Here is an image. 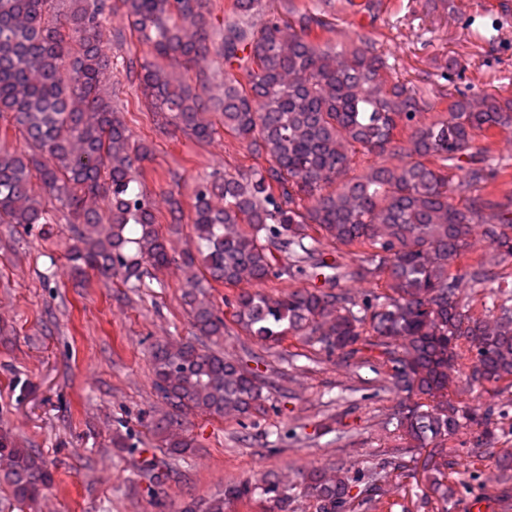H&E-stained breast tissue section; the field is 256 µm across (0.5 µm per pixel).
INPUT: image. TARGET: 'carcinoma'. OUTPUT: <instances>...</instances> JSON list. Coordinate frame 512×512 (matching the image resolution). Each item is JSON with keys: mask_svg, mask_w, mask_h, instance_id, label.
<instances>
[{"mask_svg": "<svg viewBox=\"0 0 512 512\" xmlns=\"http://www.w3.org/2000/svg\"><path fill=\"white\" fill-rule=\"evenodd\" d=\"M263 8L265 0H231L215 21L209 0H0V123L31 148L0 149V220L50 223L36 192L43 187L78 225L73 260L148 288L147 268L172 260L139 180L153 149L132 138L101 84L121 69L136 81L137 102L199 141L221 124L265 164L196 185L191 224L204 270L227 286L284 276L312 283L278 296L242 290L224 306L264 344L290 335L345 360L378 352L391 383L414 398L391 418L397 438L440 458L424 468L425 481L447 501L454 488L443 477L456 449L444 442L463 434L461 445L485 448L506 418L501 407L478 413L453 403L457 380L512 393V289L488 287L494 265L512 259V195L494 190L508 164L476 144L512 134V97L457 90L445 112L423 122L432 109L424 90L394 77L376 42L329 37V0ZM117 11L138 43L195 68L197 86L147 61L104 55ZM358 153L403 161L350 177ZM476 224L491 254L462 266ZM325 241L356 262L325 257ZM183 264L198 289L189 299L195 334L216 345L224 313L204 297L195 256ZM355 279L382 291L353 296L342 282ZM464 281L481 289L492 321L460 299ZM152 359L156 389L178 409L241 421L264 409L255 372L216 348L158 346ZM163 447L180 456L192 442L167 433ZM403 469H339L331 480L311 472L302 497L314 512H390L382 484ZM51 482L44 457L0 431V483L13 500L28 505ZM239 501L295 512L296 495L278 479L243 480L183 512H227Z\"/></svg>", "mask_w": 512, "mask_h": 512, "instance_id": "1", "label": "carcinoma"}]
</instances>
